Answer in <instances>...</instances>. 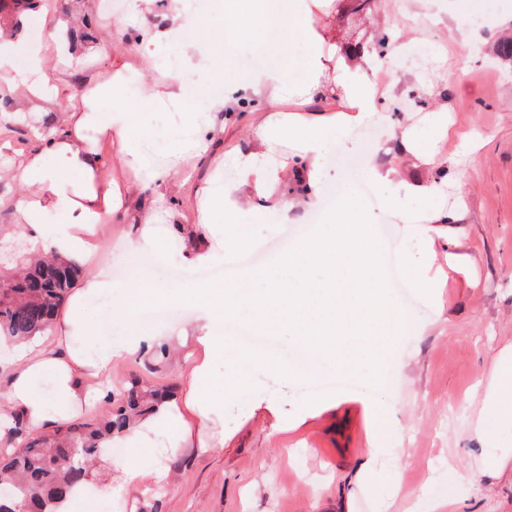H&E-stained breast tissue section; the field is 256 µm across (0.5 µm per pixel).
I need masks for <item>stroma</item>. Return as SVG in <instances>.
<instances>
[{"label": "stroma", "instance_id": "35a3bbf8", "mask_svg": "<svg viewBox=\"0 0 512 512\" xmlns=\"http://www.w3.org/2000/svg\"><path fill=\"white\" fill-rule=\"evenodd\" d=\"M356 0H332L323 23L337 48L388 35L397 77L378 82L377 115L353 131L357 150L344 155L331 147L322 161V189L359 182V200L384 230L381 270L391 258L426 271L429 287L413 288L406 274L393 280L391 301L407 297L405 315L415 324L402 337L385 397L371 396L358 377L321 372L308 381L283 377L272 367L251 369L246 387L224 402V445L209 453L185 449L172 463L175 484L161 496L132 489L104 512H416L431 500H453L456 512H512V475H483L477 467L476 419L483 412L477 386L486 379L500 350L512 345V60L497 56L489 25L477 26L474 49L460 59L457 33L446 19L448 0H431L438 23L424 20L418 0H373L359 12ZM72 0L16 14L0 13V25L14 29L20 55L35 23L55 29L46 44L49 61L67 59ZM93 11L101 53L88 57L80 72L63 75V93L28 110L31 122L59 118L67 95L91 90L92 79L112 78V63H128L127 93L163 80L172 52L155 68L137 63L124 38L114 35L116 20ZM14 95L0 93V224L14 221L12 203L20 185L6 173L35 145L28 125L15 124ZM427 133L428 153L444 161L447 181L434 202L455 214L449 239L431 237L421 224L400 223L383 203L381 191L362 178L368 159L403 165L399 155L404 128ZM256 251L270 264L281 250L276 242L286 227L308 223L309 212L289 217L257 210ZM182 357L148 356L112 364L107 375L120 388L130 375L157 386L181 388ZM395 411L400 422L393 444L405 448L400 462L402 488L391 495L384 481L357 484L374 411Z\"/></svg>", "mask_w": 512, "mask_h": 512}]
</instances>
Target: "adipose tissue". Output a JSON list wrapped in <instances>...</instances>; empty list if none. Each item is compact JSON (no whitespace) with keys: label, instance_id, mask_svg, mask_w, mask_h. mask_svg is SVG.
Listing matches in <instances>:
<instances>
[{"label":"adipose tissue","instance_id":"obj_1","mask_svg":"<svg viewBox=\"0 0 512 512\" xmlns=\"http://www.w3.org/2000/svg\"><path fill=\"white\" fill-rule=\"evenodd\" d=\"M322 2L250 0L227 15L206 7L193 16L186 0H171L168 27L144 34L131 48L150 61L152 46L172 47L177 69L169 71L164 81L149 85L131 105L125 93V67L116 63L111 81L71 100L61 131L44 139L10 170L11 179L25 189L13 204L16 224L32 238L46 241L56 254L82 263L91 253L93 239L113 220L137 225L139 235L129 243L134 254L157 245V227L165 223L175 226L180 244L189 246L190 262L204 263L223 252L229 239L238 249L253 247L251 227L241 222L242 210L231 202L243 188H252L266 210L287 214L299 205L318 208L324 176L320 161L334 135L343 134L344 151H354L350 130L377 110L376 83L361 73L368 61L365 50L353 46L340 55L335 46L326 45L317 17ZM191 27L220 41L245 31L259 32L280 44L300 41L307 45L308 54L298 70L280 52L263 54L250 75L225 82L223 94L208 96L197 111L188 113L185 127L174 132L151 129L142 116L151 111L156 99L195 100V86L185 84L182 73H193L197 84H209L231 68L229 55L203 51L199 38L188 36ZM317 96L335 97V110L315 120L285 125L266 116L248 129L245 151L227 159L209 157L212 170L225 165L233 170L223 190H216L209 179L193 182L180 176L176 159L188 151L208 156L213 140L223 135V125L216 122L221 113L238 111L248 102L267 113L283 99ZM102 141L112 143L122 162L143 171L137 187L102 179L106 166L98 148ZM400 150L415 155L428 172L426 180L411 183L397 170L372 162L365 167L366 178L374 186L392 187L386 205L398 211L402 223L429 224L437 237H447L451 214L429 208L416 216L401 210L397 197L402 189L430 198L444 178L441 160L416 154L408 131L402 135ZM286 178L295 179L296 195H272L271 187ZM173 188L193 197L194 223H182L175 209L159 208V201ZM373 220L356 192L348 191L326 213L323 229L304 241L302 252L283 256L261 271L265 285L259 289L211 282L171 290L138 268L119 292L107 267L98 265L73 290L47 336L35 343L8 345L13 372L8 402L0 406V421L18 413L30 430L46 432L80 416L91 401L107 396L109 388L99 378L112 362L144 356L161 344V337L138 324L141 309L165 300L198 312L190 330L169 339L174 348H192L181 396L156 403L148 415L135 418L124 434L113 436L109 445L116 448V455L104 457L99 469L55 512H100L104 501L130 488L171 484L170 462L184 449L223 446L220 395L239 388L242 379L236 369L240 363L270 362L264 351L242 349L225 336V320L236 317L272 335L291 332L318 351L324 369L363 375L372 389L385 391L395 343L411 331L412 324L375 282L377 263L368 232ZM105 302L121 322L123 338H113L103 328L97 310ZM483 402L486 413L475 424L481 471L496 478L512 467V448L502 445L503 434L512 432V350H503L490 370ZM398 432L392 415L380 413L360 465L361 479L383 475L377 460ZM383 476L392 493H399V473L392 470Z\"/></svg>","mask_w":512,"mask_h":512}]
</instances>
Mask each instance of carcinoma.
<instances>
[{
    "label": "carcinoma",
    "mask_w": 512,
    "mask_h": 512,
    "mask_svg": "<svg viewBox=\"0 0 512 512\" xmlns=\"http://www.w3.org/2000/svg\"><path fill=\"white\" fill-rule=\"evenodd\" d=\"M70 39L74 44L96 41L92 23L71 31ZM82 273L79 265L54 256L31 259L11 271L0 287V341L15 343L47 334L55 311ZM167 396L169 388H150L133 378L99 423H62L38 436L28 433L21 416H11L0 440V512H44L50 501L88 476L103 452L102 436L123 431L133 416L148 414ZM59 458L70 460L63 472L55 467Z\"/></svg>",
    "instance_id": "carcinoma-1"
}]
</instances>
